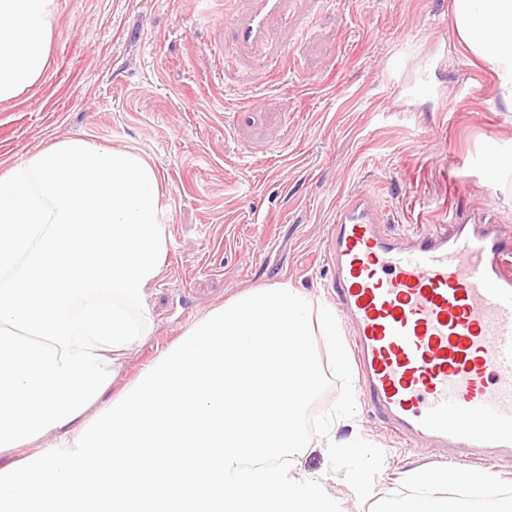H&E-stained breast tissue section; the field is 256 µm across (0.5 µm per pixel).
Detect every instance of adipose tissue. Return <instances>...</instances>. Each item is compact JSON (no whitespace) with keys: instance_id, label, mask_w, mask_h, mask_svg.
Returning a JSON list of instances; mask_svg holds the SVG:
<instances>
[{"instance_id":"1","label":"adipose tissue","mask_w":512,"mask_h":512,"mask_svg":"<svg viewBox=\"0 0 512 512\" xmlns=\"http://www.w3.org/2000/svg\"><path fill=\"white\" fill-rule=\"evenodd\" d=\"M57 0H0V102L35 87L49 64ZM464 51L496 77L512 107V0H452Z\"/></svg>"}]
</instances>
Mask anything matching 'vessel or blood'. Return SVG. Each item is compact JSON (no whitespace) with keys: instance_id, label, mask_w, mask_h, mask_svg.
Masks as SVG:
<instances>
[{"instance_id":"obj_1","label":"vessel or blood","mask_w":512,"mask_h":512,"mask_svg":"<svg viewBox=\"0 0 512 512\" xmlns=\"http://www.w3.org/2000/svg\"><path fill=\"white\" fill-rule=\"evenodd\" d=\"M286 5L253 0L231 18L236 48L259 52ZM326 260L363 402L383 428L444 458L512 461V240L498 221L400 234L361 190L338 207Z\"/></svg>"}]
</instances>
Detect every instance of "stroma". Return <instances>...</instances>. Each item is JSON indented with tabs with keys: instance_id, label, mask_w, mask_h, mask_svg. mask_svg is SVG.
I'll return each mask as SVG.
<instances>
[{
	"instance_id": "35a3bbf8",
	"label": "stroma",
	"mask_w": 512,
	"mask_h": 512,
	"mask_svg": "<svg viewBox=\"0 0 512 512\" xmlns=\"http://www.w3.org/2000/svg\"><path fill=\"white\" fill-rule=\"evenodd\" d=\"M48 71L0 104V165L83 137L147 157L163 180L169 248L144 290L153 334L113 385L136 379L197 320L252 289L288 283L331 305L328 224L374 192L386 223L415 232L449 212L493 216L512 238V110L458 45L451 0H288L260 56L225 63L229 17L251 0H58ZM340 429L385 453L360 502L319 448L346 512L412 493L432 454L387 435L365 406Z\"/></svg>"
}]
</instances>
